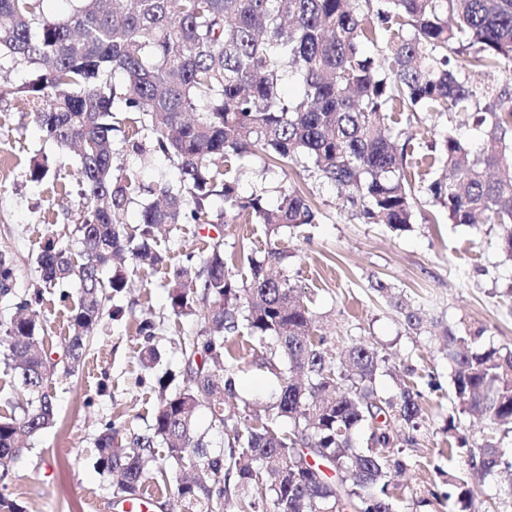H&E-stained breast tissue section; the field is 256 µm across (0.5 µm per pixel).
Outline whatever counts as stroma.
Wrapping results in <instances>:
<instances>
[{"mask_svg":"<svg viewBox=\"0 0 512 512\" xmlns=\"http://www.w3.org/2000/svg\"><path fill=\"white\" fill-rule=\"evenodd\" d=\"M407 132L417 133L415 154L429 152L446 133L470 145L482 140V129L471 115L420 112ZM41 148L52 161L46 181L34 185L28 178L27 159ZM75 154L61 153L46 143L25 105L11 95L0 96V255L14 269L12 297L0 300V315L10 316L11 303L37 298L45 321L44 347L53 359L63 356L68 336L70 296L45 289L38 258L48 237L54 236L78 250V192ZM307 160L285 170H264L262 153L251 156L242 193L264 190L269 203L281 192L301 188L319 209L316 224L294 235H282L288 252L285 269L312 301L316 326L325 336L327 354L336 357L344 346L368 344L388 360L389 375L376 388L384 396L398 391V380L421 381L422 420L412 442L402 444L408 465L393 474L397 512H448L449 474L462 464L448 458V418L453 368L444 355L446 330L484 328L495 345L512 347V260L500 248L499 227L449 223L427 191L440 177L432 169L415 183V222L402 234L379 224L352 219L349 202L336 187L312 177ZM113 171L134 176L147 190L175 179L174 162L161 153L140 156L117 150ZM234 258L232 271L244 275L238 264L241 249H266L269 237L260 224H184L157 233L154 246L169 264L198 270L199 262L215 244ZM164 269L143 268L132 276L128 289L117 298L123 315L103 318L90 339L85 359L75 374L56 370L48 385L57 421L31 437L14 467L8 491L25 512H95V503L113 500L110 475L95 466L94 440L105 424L126 433L145 430L153 422L158 374L180 373L184 368L181 343L197 335L200 317H178L170 308L163 287ZM384 282L412 305L421 307L423 326L408 329L403 317L375 290ZM150 318L155 335L137 332L141 319ZM157 347L161 362L147 370L140 364L145 345ZM236 357V387L247 401H270L276 387L260 361L263 349L246 339L231 345Z\"/></svg>","mask_w":512,"mask_h":512,"instance_id":"35a3bbf8","label":"stroma"}]
</instances>
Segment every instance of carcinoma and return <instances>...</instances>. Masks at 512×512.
I'll list each match as a JSON object with an SVG mask.
<instances>
[{
	"label": "carcinoma",
	"mask_w": 512,
	"mask_h": 512,
	"mask_svg": "<svg viewBox=\"0 0 512 512\" xmlns=\"http://www.w3.org/2000/svg\"><path fill=\"white\" fill-rule=\"evenodd\" d=\"M44 2L0 0V73L41 69L38 82L9 92L34 105L47 140L80 156L79 258L53 238L39 257L44 287L79 285L67 370L83 362L108 302L127 289L128 271L117 267L105 278L104 269L128 249L137 267L165 263L150 244L159 226L263 224L277 237L317 221L300 190L282 192L274 206L261 189L241 193L243 161L255 147L269 166L309 160L359 219L393 232L410 230L414 220L411 171L421 178L419 167L442 165L451 178L432 181L428 192L448 223L484 216L500 227L512 258V176L491 175L512 169V0H63L58 15ZM380 43L382 54L367 52ZM473 73L488 80L475 83ZM290 76L301 78V89L285 97L280 87ZM424 111L471 112L485 137L473 149L448 133L439 154L410 167L413 137L400 140V126ZM118 112L145 117L125 148L139 155L149 139L179 170L177 180L151 191L135 225L123 215L141 187L112 169ZM49 172L48 156L34 152L29 181L39 185ZM215 198L223 205L216 214ZM285 258L276 246L261 259L246 255L249 275L240 281L217 244L195 279L183 266L169 268L163 287L173 313L202 309L205 326L184 342L181 384L172 387L170 372L157 378L149 428L122 437L107 424L96 437L95 464L116 477L117 500L143 495L152 483L175 486L184 512H224L230 496L243 512H397L389 493L390 473L405 469L393 451L402 442L397 427L417 428L421 394L405 384L392 398L378 395L388 365L373 346L353 344L329 360L304 292L286 271L270 273ZM13 277L0 256L1 298L11 294ZM377 291L401 306L408 328H421L420 309L383 283ZM14 308L0 318V348L22 404L19 415L0 416V512H23L5 494L22 438L55 421L46 388L56 364L44 349L40 312L26 300ZM244 335L266 346L261 366L278 391L260 409L242 401L230 425L224 406L238 399L231 342ZM483 337L482 328L449 331L445 345L456 411L484 416L493 433L470 446L451 418L448 451L484 479L512 472L497 438L512 432V348ZM202 409L210 428L227 435L218 454L197 426ZM363 427L370 444L359 448ZM157 448L165 450L161 459ZM448 484V512H466L468 481L450 475Z\"/></svg>",
	"instance_id": "obj_1"
}]
</instances>
